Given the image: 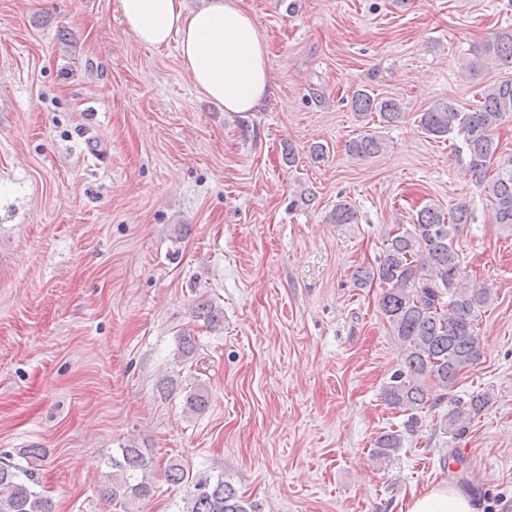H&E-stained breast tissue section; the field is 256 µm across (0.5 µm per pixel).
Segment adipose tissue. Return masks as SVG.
Instances as JSON below:
<instances>
[{
    "instance_id": "adipose-tissue-1",
    "label": "adipose tissue",
    "mask_w": 512,
    "mask_h": 512,
    "mask_svg": "<svg viewBox=\"0 0 512 512\" xmlns=\"http://www.w3.org/2000/svg\"><path fill=\"white\" fill-rule=\"evenodd\" d=\"M126 31L160 48L177 43L181 64L197 93L223 111L254 112L275 95L268 45L239 0H118ZM407 512H476L471 498L445 484L412 497Z\"/></svg>"
}]
</instances>
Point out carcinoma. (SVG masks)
<instances>
[{
	"mask_svg": "<svg viewBox=\"0 0 512 512\" xmlns=\"http://www.w3.org/2000/svg\"><path fill=\"white\" fill-rule=\"evenodd\" d=\"M490 64L512 67V31L498 32L486 40L474 59L466 63L475 74ZM352 110L366 118L373 113L385 123H396L402 108L395 98H381L366 89L356 90ZM512 112V82L505 81L484 89L471 108L454 102H440L420 115L419 124L436 139L452 140L455 153L466 158L478 185L490 203L495 223L512 231V155L502 157L493 137L494 129ZM383 141L364 133L346 143L354 159L380 154ZM328 219L333 224H356L358 213L345 201L336 202ZM468 222L466 205L444 212L426 206L416 214L413 224H396L384 235L382 254L376 264L354 272L358 287L377 283L382 287L379 309L402 350L403 366L390 377L384 388L385 403L408 413L417 422L419 411L434 407L444 399L443 391L478 364L482 357L476 321L492 300L491 290L468 283L454 238L458 227ZM197 317L211 329L224 323V310L211 301L195 307ZM196 342L182 336L177 346L178 362L193 358ZM489 402L488 394H478L468 406L450 415L444 427L456 433L465 430L471 416ZM208 395L199 386L184 397V409L193 415L204 413ZM403 447V436L388 431L374 442L372 457L388 462ZM112 469L110 497L136 501L149 497L151 484L146 470L151 458L135 443L120 449L109 459ZM167 480L186 483L190 490L182 512H253L237 489L224 481V475L200 472L192 475L174 463L166 469ZM36 469L10 460L0 461V512H54L52 501L37 490Z\"/></svg>",
	"mask_w": 512,
	"mask_h": 512,
	"instance_id": "cac0c4a2",
	"label": "carcinoma"
}]
</instances>
